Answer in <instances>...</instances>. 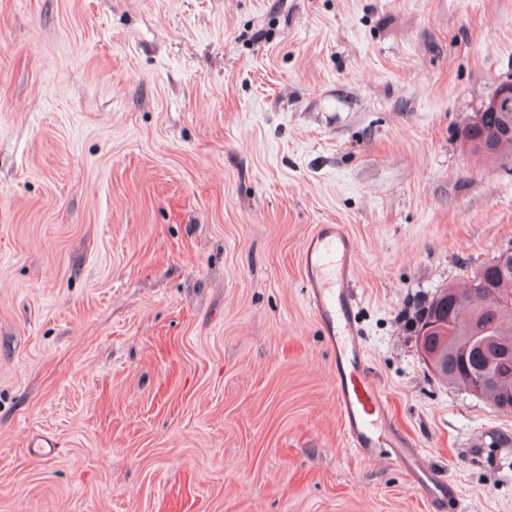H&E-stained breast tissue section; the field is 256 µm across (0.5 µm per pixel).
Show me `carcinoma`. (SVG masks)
<instances>
[{"instance_id": "cac0c4a2", "label": "carcinoma", "mask_w": 512, "mask_h": 512, "mask_svg": "<svg viewBox=\"0 0 512 512\" xmlns=\"http://www.w3.org/2000/svg\"><path fill=\"white\" fill-rule=\"evenodd\" d=\"M486 129L503 131L512 129V112H490L483 122ZM468 149L485 155L491 161L512 158V134L497 139L489 147L481 130L470 136ZM482 293L494 295V299H476L472 287L454 288L448 286L440 290L424 307L418 319L416 330H421L425 322L439 318L443 325L451 324L454 335L445 329L430 335L427 340L429 350L434 354V372L449 385L471 391L473 381L487 366L484 352L472 343L474 327L489 330V335L498 342L512 346V251L507 249L480 266Z\"/></svg>"}]
</instances>
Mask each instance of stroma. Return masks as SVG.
Here are the masks:
<instances>
[{
    "instance_id": "obj_1",
    "label": "stroma",
    "mask_w": 512,
    "mask_h": 512,
    "mask_svg": "<svg viewBox=\"0 0 512 512\" xmlns=\"http://www.w3.org/2000/svg\"><path fill=\"white\" fill-rule=\"evenodd\" d=\"M511 78L512 0H0V512H433L344 436L319 224L392 428L512 512V415L412 325L512 250L460 136Z\"/></svg>"
}]
</instances>
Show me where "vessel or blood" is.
Here are the masks:
<instances>
[{
	"instance_id": "1",
	"label": "vessel or blood",
	"mask_w": 512,
	"mask_h": 512,
	"mask_svg": "<svg viewBox=\"0 0 512 512\" xmlns=\"http://www.w3.org/2000/svg\"><path fill=\"white\" fill-rule=\"evenodd\" d=\"M356 250L353 238L337 224H321L307 238L301 263L308 303L333 355L336 409L349 447L371 459L390 448L393 461L431 504L434 512H460L461 495L431 460L404 438L387 434V400L369 375L367 352L355 327Z\"/></svg>"
}]
</instances>
